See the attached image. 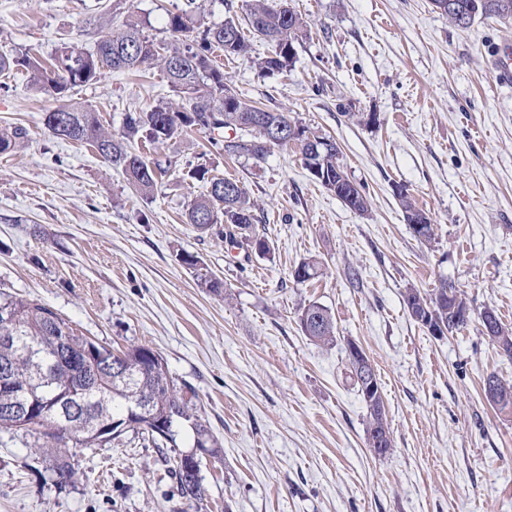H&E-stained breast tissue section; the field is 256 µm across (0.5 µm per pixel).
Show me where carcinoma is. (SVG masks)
<instances>
[{
  "instance_id": "obj_1",
  "label": "carcinoma",
  "mask_w": 512,
  "mask_h": 512,
  "mask_svg": "<svg viewBox=\"0 0 512 512\" xmlns=\"http://www.w3.org/2000/svg\"><path fill=\"white\" fill-rule=\"evenodd\" d=\"M197 0H184L183 6L167 15V42L156 41L143 33L138 21L130 18L122 27L102 38L92 52H81L64 43L50 64L27 53L0 55V73L13 69L27 72L32 86L52 96L59 105L42 113L45 129L53 135L93 148L120 172L136 191L150 195L162 176L173 166L168 154L148 159L131 147L135 140L168 144L188 129L209 133L229 131L224 138L213 139L230 157L264 159L273 149L296 147L306 167L316 165L326 173L321 182L350 210L363 213L367 197L351 181L338 162L339 147L326 135L317 134L292 120L284 112L265 110L237 93L224 77L211 55L224 51L226 57H246L252 53L254 40L271 43L274 51L255 61L263 74L288 70L294 56L288 47L307 36L308 22L288 4V0H246L247 27L232 17L222 24L202 27ZM448 22L466 29L482 18H512V0H448ZM196 36H191L192 32ZM161 69L174 92V98L145 110L126 114L121 130H105L99 113L73 100L79 90L101 79L104 70L138 71ZM283 126L288 138L271 141L266 128ZM20 126L0 129V153L12 151L24 138ZM208 169L198 165L188 176L207 181V193L193 199L186 209V220L205 233L223 224L218 234L225 239L243 242L250 248L270 251L268 242L250 233L255 222L254 207L247 190L233 178H206ZM407 224H423L422 244L435 239L434 224L428 214L416 207L404 193L400 194ZM319 262L302 261L292 272L297 282L318 275ZM408 313L419 317L422 306L433 309L434 319L452 334L472 321L468 313L453 310V303L468 306L464 295L443 280L430 294L409 288L404 296ZM12 322H0V337L12 336L9 344L0 343V430L24 431L33 438L31 451L45 463L51 481L66 476L74 482V458L84 448H101L93 435L98 423L114 424L112 441L133 431L154 448L177 447V436L190 424L193 447L217 457L221 445L196 414L192 399L181 392L170 376L163 358L150 359L146 348L132 345L121 353L100 346L101 357H85L93 341L77 334L66 320L43 304L0 291V313ZM300 325L305 335L321 344L336 341L331 312L318 303L304 308ZM480 326L490 324L489 340L500 353L512 358V326L501 321L491 309L479 316ZM368 357L348 355V372L353 388L363 394L357 365ZM33 404L37 413L20 425L14 409ZM368 447L372 440L383 439L384 448L377 456L389 454L393 441L386 419L383 395L365 401ZM174 475L178 494L189 500L203 498L205 488L201 470L187 471L183 453L174 457Z\"/></svg>"
}]
</instances>
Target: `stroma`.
<instances>
[{"label":"stroma","mask_w":512,"mask_h":512,"mask_svg":"<svg viewBox=\"0 0 512 512\" xmlns=\"http://www.w3.org/2000/svg\"><path fill=\"white\" fill-rule=\"evenodd\" d=\"M179 3L0 0V54L46 59L64 43L89 52L131 17L162 41ZM289 4L309 23L290 71L263 78L239 57L224 73L241 96L334 138L365 213L314 179L297 149L231 159L203 131L171 147L176 166L140 195L90 147L43 127L51 96L0 73V128L27 131L0 154V289L113 352L153 349L222 445L221 457H200L196 502L176 490L175 452L134 432L85 449L77 484L60 487L29 435L0 431V512H512V414L483 392L488 375L512 380V359L478 321L437 337L403 302L445 279L473 312L512 325V86L493 69L512 20L461 30L431 0ZM172 96L153 68L106 72L77 99L116 132L126 113ZM197 164L245 185L268 254L187 224L206 190L185 178ZM402 189L432 218L431 243L406 223ZM311 257L320 276L295 281ZM202 273L225 293L202 288ZM313 302L332 313L334 344L302 332ZM351 341L380 378L394 445L384 457L367 445L365 405L346 375Z\"/></svg>","instance_id":"1"}]
</instances>
